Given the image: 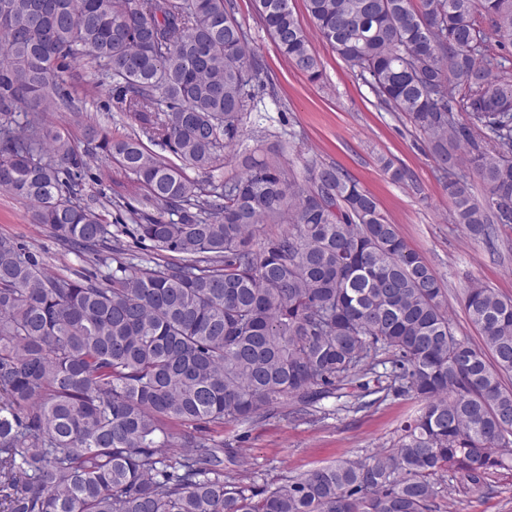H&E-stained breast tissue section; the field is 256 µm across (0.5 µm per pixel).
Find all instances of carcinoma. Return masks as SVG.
<instances>
[{
	"mask_svg": "<svg viewBox=\"0 0 512 512\" xmlns=\"http://www.w3.org/2000/svg\"><path fill=\"white\" fill-rule=\"evenodd\" d=\"M304 2L322 39L452 174L455 223L481 239L512 228V84L488 45L490 33L512 45V0ZM256 4L279 52L319 80L290 0ZM3 17L0 191L109 272L50 274L0 238V512H433L440 475L479 486L512 468L511 297L470 285L482 343L455 336L436 275L341 168H319L307 190L262 163L210 190L186 174L214 167L258 73L232 0H0ZM80 60L182 164L91 123L80 152L44 125ZM87 157L132 176L139 206L85 197ZM380 164L395 183L408 176ZM109 207L171 260L106 254ZM257 224L288 230L256 251ZM388 362L387 385L360 382ZM348 386L360 389L356 410L383 391L422 407L395 447L258 491L224 475V442L184 431L174 446L164 427L249 423L281 399L315 408Z\"/></svg>",
	"mask_w": 512,
	"mask_h": 512,
	"instance_id": "1",
	"label": "carcinoma"
}]
</instances>
